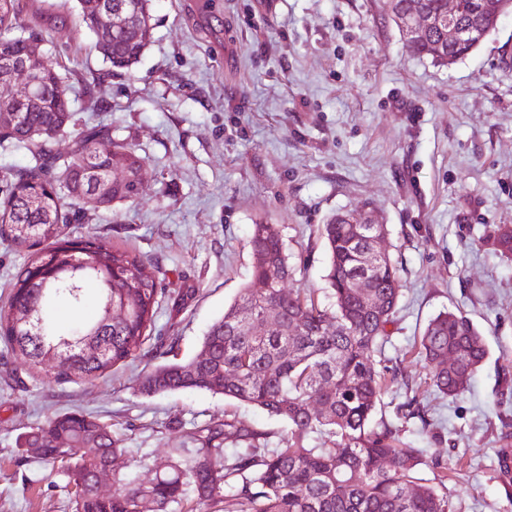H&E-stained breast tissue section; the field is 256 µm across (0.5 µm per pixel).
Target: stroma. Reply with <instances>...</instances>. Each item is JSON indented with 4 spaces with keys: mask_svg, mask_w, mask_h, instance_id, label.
Here are the masks:
<instances>
[{
    "mask_svg": "<svg viewBox=\"0 0 512 512\" xmlns=\"http://www.w3.org/2000/svg\"><path fill=\"white\" fill-rule=\"evenodd\" d=\"M48 0H20L17 23L68 72L80 121L108 127L144 160L134 202L70 225L136 249L162 267L155 335L194 354L208 327L251 280L253 224L282 229L296 287L326 290L320 229L336 212L371 208L390 232L402 296L384 357L397 391L373 425L423 452L454 512H512V476L498 456L512 443V256L496 245L512 226V14L452 67L411 54L383 0H151L153 37L131 71L94 48L77 0L66 25ZM94 83L93 97L81 89ZM463 312L488 356L464 393L430 386L419 353L428 321ZM137 361L92 383L55 382L0 343V512H72L64 476L21 445L48 417L81 410L111 423L126 449L114 480L153 478L211 417L268 432L285 422L205 392L146 396L161 362L154 342ZM414 400L419 417L398 406Z\"/></svg>",
    "mask_w": 512,
    "mask_h": 512,
    "instance_id": "stroma-1",
    "label": "stroma"
}]
</instances>
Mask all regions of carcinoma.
Instances as JSON below:
<instances>
[{"label":"carcinoma","mask_w":512,"mask_h":512,"mask_svg":"<svg viewBox=\"0 0 512 512\" xmlns=\"http://www.w3.org/2000/svg\"><path fill=\"white\" fill-rule=\"evenodd\" d=\"M17 2L0 0V53L22 61L30 45L29 38L13 34ZM108 2L136 13L137 23L109 38L93 16L85 13L83 20L103 60L129 69L152 39L149 0ZM460 2V25L496 28L493 15L500 0ZM405 44L414 54L449 66L481 41L450 44L448 30L436 27ZM61 80L54 66L42 63L40 103L22 112L19 123L0 124V141L25 147L34 160L4 177L0 189V239L28 255L15 276L9 309L0 311V342L33 366L50 368L58 383L91 382L142 356L163 297L161 268L136 250L68 232L69 224L89 212L133 200L144 160L129 144L113 143L125 156L126 169L123 177L109 178L110 159L98 153L97 142L110 133L78 125L69 101L54 94ZM14 104L13 85L0 75V113ZM70 128L73 136L61 153L55 139ZM66 197L74 206H65ZM372 220L370 210L340 211L323 225L329 252L327 306L315 302L313 288L284 289L297 269L289 262L279 225H253L252 283L210 326L198 353L158 365L140 383L146 395L206 391L259 407L288 423L283 447L260 448L264 433L216 417L191 433L193 449H174L151 484L122 476L112 495L102 496L93 469L72 466L64 456L83 448L103 465L125 451L121 440L97 416L60 414L30 432L25 444L43 448L39 460L65 474L73 512H138L147 497L157 512H452L449 499L419 477L422 450L398 447L388 426L370 428L386 390L373 355L383 353L401 296L400 269L388 254L373 268L369 288L379 314L371 315L353 294L359 254L368 247L356 229ZM268 280L274 286L266 293L252 288ZM90 284L97 290L96 316L67 330L75 345H58L62 330L48 311L59 302L81 308ZM269 305L278 307L277 321L266 335H252L250 324ZM420 346L433 386L450 397L468 389L487 357L480 331L454 311L430 320ZM313 434L333 447L304 446ZM226 442L234 445L229 453Z\"/></svg>","instance_id":"carcinoma-1"}]
</instances>
